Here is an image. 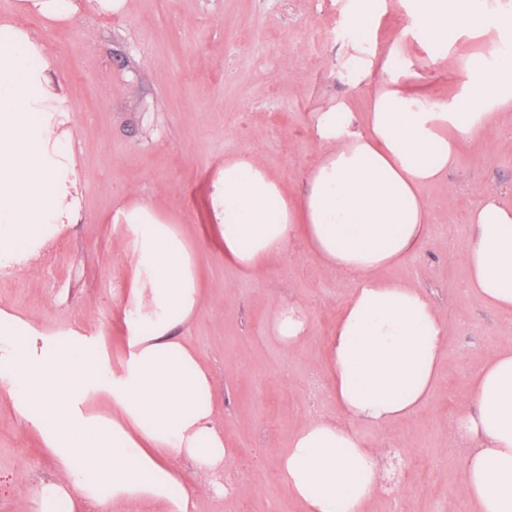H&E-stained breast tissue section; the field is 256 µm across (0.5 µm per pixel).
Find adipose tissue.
I'll use <instances>...</instances> for the list:
<instances>
[{
    "label": "adipose tissue",
    "instance_id": "adipose-tissue-1",
    "mask_svg": "<svg viewBox=\"0 0 512 512\" xmlns=\"http://www.w3.org/2000/svg\"><path fill=\"white\" fill-rule=\"evenodd\" d=\"M487 0H413L433 44L512 10ZM80 0H15L0 18V273L38 266L78 222L82 179L67 93L44 41L20 19L66 22ZM369 112L336 103L317 113L322 145L297 202L254 156L225 157L209 184L210 232L226 263L247 278L284 259L293 230L309 252L357 285L328 342L338 409L317 416L277 459L280 481L305 512H366L383 490V450L356 427L385 426L419 411L436 391L450 328L411 283L384 279L421 246L430 210L422 190L444 186L460 142L512 115V52L470 66L459 97L426 107L407 95L408 73L384 63ZM132 245L122 298L126 348L112 366L101 335L47 328L0 307V400L36 433L57 475L30 489L33 512H132L146 503L194 512L184 465L224 494L231 456L213 402V375L182 336L205 301L198 252L178 221L128 193L112 214ZM466 286L489 307L512 309V201L487 192L469 216L460 255ZM267 330L283 348L303 346L310 320L282 301ZM455 434L472 449L462 476L474 512H512V349L491 355L472 382Z\"/></svg>",
    "mask_w": 512,
    "mask_h": 512
}]
</instances>
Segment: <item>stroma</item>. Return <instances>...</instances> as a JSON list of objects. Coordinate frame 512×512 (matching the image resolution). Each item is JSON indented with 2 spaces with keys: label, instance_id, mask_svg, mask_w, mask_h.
<instances>
[{
  "label": "stroma",
  "instance_id": "35a3bbf8",
  "mask_svg": "<svg viewBox=\"0 0 512 512\" xmlns=\"http://www.w3.org/2000/svg\"><path fill=\"white\" fill-rule=\"evenodd\" d=\"M350 0H128L123 13H99L92 0L72 21L49 25L25 17L54 57L74 120L83 174L78 224L41 264L21 277L0 275V305L31 319L80 324L103 336L112 364L125 350L121 306L131 244L111 216L126 191L175 215L200 241L203 312L188 330L214 375L215 403L233 472L253 471L239 496L200 491L196 512H301L283 488L277 458L315 414L334 415L324 370L327 339L351 290L309 253L293 232L289 259L256 279L240 277L211 242L207 188L225 156H255L296 192L320 146L316 112L343 100L369 107V85L344 75L353 39L376 56L400 46L415 77L408 93L436 105L455 98L464 59L483 54V39L460 38L433 78L421 77L434 58L427 39L400 30L410 0H384L358 32L347 25ZM512 188V128L490 125L461 144L447 187H428L430 231L422 248L386 277L424 289L450 325L441 383L418 414L383 428L362 425L404 461L407 494L380 495L370 512H471L461 473L467 448L455 423L470 381L485 358L512 345V313L487 307L466 288L459 258L466 218L487 191ZM298 301L312 323L308 342L285 350L267 333L282 299ZM56 474L38 436L0 401V512H32L28 488Z\"/></svg>",
  "mask_w": 512,
  "mask_h": 512
}]
</instances>
